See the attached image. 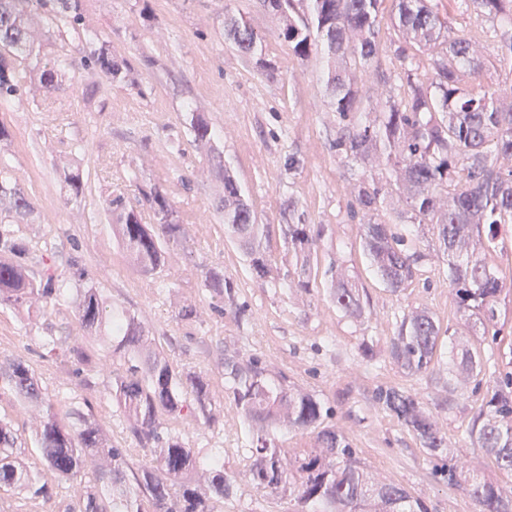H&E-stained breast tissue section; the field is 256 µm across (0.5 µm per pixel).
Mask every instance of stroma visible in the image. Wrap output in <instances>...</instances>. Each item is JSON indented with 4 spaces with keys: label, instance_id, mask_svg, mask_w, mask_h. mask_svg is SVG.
Returning a JSON list of instances; mask_svg holds the SVG:
<instances>
[{
    "label": "stroma",
    "instance_id": "obj_1",
    "mask_svg": "<svg viewBox=\"0 0 512 512\" xmlns=\"http://www.w3.org/2000/svg\"><path fill=\"white\" fill-rule=\"evenodd\" d=\"M452 31L475 36L485 56L495 55V22L473 0H428ZM235 14L260 37L257 54H241L224 31ZM35 48L27 61L37 71L56 55L67 68L53 88L27 81L20 95L0 101V123L11 140L0 159L34 204L26 224L10 234L29 244L35 271L50 269L65 284L55 302L33 300V314L0 307V350L21 358L39 379L43 397L26 400L0 380V415L11 420L30 464H38L34 437L53 401L61 417L90 412L114 444L128 451L131 469L151 456L130 433L109 396L113 374L125 370L111 342L90 339L76 316L78 290L94 283L112 307L142 323L176 370L206 373L216 417H163L196 454L221 452L234 493L218 512H291L288 498L257 492L248 478L250 439L242 412L225 387V361L256 360L278 387L313 394L329 409L325 425L351 445L368 471L393 480L421 498L428 512H480L465 483L448 479L449 469L474 471L512 487V472L473 447L468 432L493 391L512 383V230L497 247L473 238L474 253L494 266L504 285L496 305L498 334L464 327L448 283V258L426 226L401 219L408 211L384 163H360L336 151L348 133L331 107L326 60L321 52L300 57L280 34L282 22L261 0H83L78 31L51 33L42 9L30 19ZM108 42L122 65L106 78L88 60L85 33ZM405 38L397 26L394 0L379 14L376 59L385 77L351 73L361 97L381 87L404 94L396 56ZM202 113L215 137L195 143L191 113ZM79 172L84 193L71 198L62 170ZM244 190L264 243L272 255L269 272L257 276L224 224L219 199L222 170ZM381 186L386 194L375 222L403 237V250L423 256L404 288L392 291L365 255L352 188ZM161 191L181 226L177 243L164 247L161 270L145 275L127 260L112 234L109 202L122 197L142 223H154L144 194ZM299 216L311 227L315 245L309 289L297 281L299 266L288 252L287 226ZM223 270L235 291L217 308L204 286L208 269ZM358 282L362 314L346 315L331 293L332 274ZM195 310L181 317L183 307ZM429 311L439 323L441 355L429 371L410 376L393 362L390 342L403 317ZM492 357L495 375L448 387V365L462 349ZM92 350L96 364L85 374L64 365V356ZM396 387L416 394L433 417L447 448L431 455L414 434L377 401L379 390Z\"/></svg>",
    "mask_w": 512,
    "mask_h": 512
}]
</instances>
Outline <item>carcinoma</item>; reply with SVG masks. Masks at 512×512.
I'll return each instance as SVG.
<instances>
[{
  "instance_id": "carcinoma-1",
  "label": "carcinoma",
  "mask_w": 512,
  "mask_h": 512,
  "mask_svg": "<svg viewBox=\"0 0 512 512\" xmlns=\"http://www.w3.org/2000/svg\"><path fill=\"white\" fill-rule=\"evenodd\" d=\"M383 0H264L266 7L283 17L280 35L302 57L321 47L333 62L351 58L355 65L370 67L377 54L375 28ZM476 6L499 23L500 54L497 61H512V0H474ZM41 8L55 24L71 26L80 20L82 0H0V99L16 96L27 81L28 70L16 62L31 54L33 32L30 16ZM398 25L420 48L432 53L435 80L432 89L415 78L410 54L398 47L409 93L400 99L390 91L362 106L359 91L346 72L329 69L327 86L331 106L338 118L352 122L349 138H336V151L345 158L369 162L383 158L399 173V187L407 194L413 224L437 229L440 247L448 255V281L459 313L474 317L483 327L495 325L496 303L503 285L494 268L482 260L462 258L461 252L473 230L484 232L490 244L512 225V96L489 86L467 90L461 81L482 72L486 56L478 44L448 33L445 23L424 0H397ZM224 30L244 54L258 50L259 39L234 15L224 17ZM90 56L100 71L116 78L121 65L112 59L107 42L95 35L86 38ZM57 57L44 66L40 81L54 86L55 71L64 68ZM190 128L197 143L213 139L212 128L197 112ZM224 180V223L238 238L259 274L267 272L268 258L262 227L241 189L229 173ZM145 198L157 223L143 224L119 199L109 203L112 230L130 262L144 272L163 265L161 242H176L180 225L173 223L168 198L155 189ZM7 200L14 224H25L33 213L28 196L13 180L9 165L0 160V201ZM355 201L362 217L379 210L381 189L360 183ZM291 250L301 261V271L310 262L314 239L307 224L288 225ZM363 248L382 281L397 291L414 277V265L422 256L406 254L401 239L388 225L361 224ZM26 244L9 233H0V306L31 313L34 295L53 301L63 283L55 274L36 273L26 262ZM211 296L224 302L231 286L224 272L211 269L205 276ZM333 298L344 312L362 313L358 285L344 278L333 283ZM76 315L91 336L103 327L117 339L114 352L128 363L126 374L112 379V404L125 416L132 434L152 452L150 463L127 474L126 449L112 444L99 423L80 413L76 424L62 421L53 403L37 434L40 468L30 469L26 449L10 423L0 418V492L31 499L50 496L54 486L78 483L81 493L67 512H216L215 503L229 496L234 479L224 472L222 454L200 459L182 438L161 429L162 415L184 412L208 422L213 417V396L208 376L201 371H177L156 346L139 320L127 311L114 312L100 289L93 284L79 289ZM440 326L427 311L405 317L390 343L391 358L410 374L429 370L437 352ZM228 390L241 407L245 420L259 426L252 436L249 479L253 486L271 494L288 493L295 512H427L423 500L392 481H378L355 458L344 437L330 427L322 428L312 448H297L293 454L275 444L273 432L288 426L311 428L327 414L323 402L295 389L275 388L258 362L226 364ZM459 367L470 376L486 371L487 364L469 351ZM18 396L40 399L38 381L30 366L14 359L0 366ZM379 401L390 414L408 427L422 447L443 452L446 442L417 396L389 388ZM473 443L495 456L498 465L512 471V390L497 389L473 421ZM104 462L92 471L89 460ZM463 477L481 512H512V490L498 486L475 473H452Z\"/></svg>"
}]
</instances>
